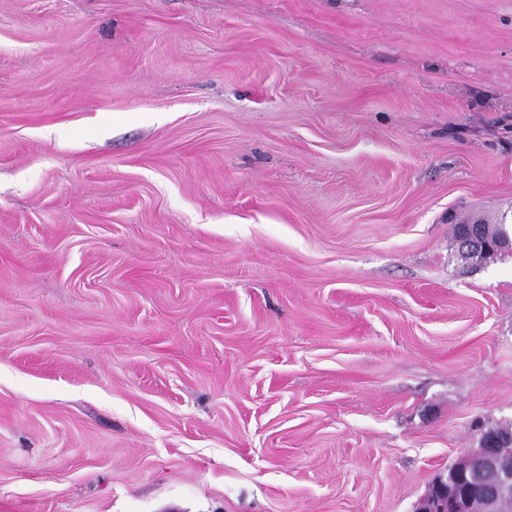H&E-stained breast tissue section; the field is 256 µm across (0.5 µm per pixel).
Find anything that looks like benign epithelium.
<instances>
[{"mask_svg": "<svg viewBox=\"0 0 512 512\" xmlns=\"http://www.w3.org/2000/svg\"><path fill=\"white\" fill-rule=\"evenodd\" d=\"M465 455L471 462L468 483L482 494L491 512L499 500L512 496V456L490 441L467 449Z\"/></svg>", "mask_w": 512, "mask_h": 512, "instance_id": "1", "label": "benign epithelium"}]
</instances>
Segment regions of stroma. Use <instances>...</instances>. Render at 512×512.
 <instances>
[{"label":"stroma","instance_id":"1","mask_svg":"<svg viewBox=\"0 0 512 512\" xmlns=\"http://www.w3.org/2000/svg\"><path fill=\"white\" fill-rule=\"evenodd\" d=\"M512 0H0V512H414L512 426ZM505 224H455L454 235L458 244V256L461 261L470 265L487 263L490 260L497 259L509 252L508 248L489 252L500 246L498 242L488 241L483 243V251H477L472 248V238L491 239V240H512L507 232Z\"/></svg>","mask_w":512,"mask_h":512}]
</instances>
